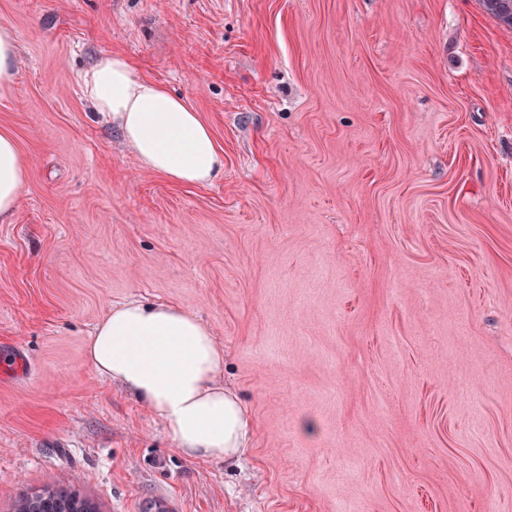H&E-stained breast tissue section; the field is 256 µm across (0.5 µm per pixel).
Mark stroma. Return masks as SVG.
Wrapping results in <instances>:
<instances>
[{"label": "stroma", "mask_w": 512, "mask_h": 512, "mask_svg": "<svg viewBox=\"0 0 512 512\" xmlns=\"http://www.w3.org/2000/svg\"><path fill=\"white\" fill-rule=\"evenodd\" d=\"M0 512H512V30L478 0H0ZM130 57L211 127L204 186L146 170L80 75ZM224 348L231 464L179 453L88 363L113 304ZM18 35L8 24H0V88H9L17 80ZM27 178V166L14 135L0 131V221L11 218ZM11 512H102L99 504L78 486L45 485L19 495Z\"/></svg>", "instance_id": "obj_1"}]
</instances>
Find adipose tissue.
Segmentation results:
<instances>
[{
	"mask_svg": "<svg viewBox=\"0 0 512 512\" xmlns=\"http://www.w3.org/2000/svg\"><path fill=\"white\" fill-rule=\"evenodd\" d=\"M81 83L149 171L201 186L223 171L224 154L198 112L163 83L139 75L127 55L100 56ZM26 178L16 138L0 131V221L13 216ZM86 357L163 418L181 454L231 463L245 447L249 418L221 379L224 349L187 311L137 301L114 306L89 337Z\"/></svg>",
	"mask_w": 512,
	"mask_h": 512,
	"instance_id": "adipose-tissue-1",
	"label": "adipose tissue"
}]
</instances>
